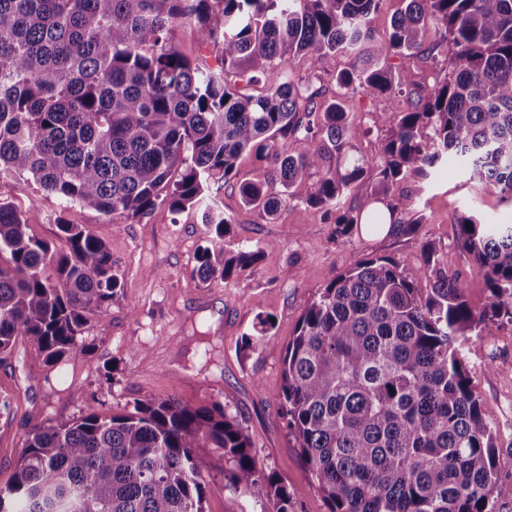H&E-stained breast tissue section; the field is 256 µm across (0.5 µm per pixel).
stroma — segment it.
Here are the masks:
<instances>
[{
	"instance_id": "obj_1",
	"label": "stroma",
	"mask_w": 512,
	"mask_h": 512,
	"mask_svg": "<svg viewBox=\"0 0 512 512\" xmlns=\"http://www.w3.org/2000/svg\"><path fill=\"white\" fill-rule=\"evenodd\" d=\"M347 55L296 56L292 77L320 75L325 98L338 94L335 76L348 68ZM339 95V94H338ZM342 97V96H341ZM350 123L359 130L350 159H368L383 131L377 112L410 110L408 94L342 97ZM320 171V170H319ZM318 170L297 188L299 198L268 217L244 207L238 185L260 178L253 156H243L233 182L214 178L213 190L233 222L221 241L224 251L261 250V259L228 279L201 281L197 255L210 233L195 212L172 213L161 205L139 218L106 216L38 192L33 181L0 179V201L19 211L38 208L30 235L57 241L56 217L88 226L109 248L119 272L121 293L107 311L88 315L77 342L81 355L48 364L38 346L18 339L0 355V486L12 479L25 437L34 424L79 418L87 406L105 415L131 410L135 400L175 397L193 407L220 403L242 423L258 457L287 485L298 512H329L317 481L280 415L284 349L320 288L358 261L386 256L400 266L420 264L424 244L438 251L448 274L462 275L474 308H483L489 291L483 270L459 245L457 221L476 208L488 224L512 223V207L493 186L468 180L449 164L428 179L410 178L402 189L416 193L423 220L409 236L372 234L358 229L338 238L321 210L303 202ZM272 322L268 336L253 344L258 315ZM467 365L486 419L496 431L497 462L507 479L497 491L499 512H512V323L503 322L489 340L470 339ZM206 512H272L268 503L249 502L228 487L230 464L222 450L198 451Z\"/></svg>"
}]
</instances>
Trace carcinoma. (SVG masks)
Masks as SVG:
<instances>
[{
    "instance_id": "1",
    "label": "carcinoma",
    "mask_w": 512,
    "mask_h": 512,
    "mask_svg": "<svg viewBox=\"0 0 512 512\" xmlns=\"http://www.w3.org/2000/svg\"><path fill=\"white\" fill-rule=\"evenodd\" d=\"M383 0H0V179L31 178L40 191L106 216L137 217L161 204L196 209L213 237L228 232L210 179L236 176L241 155L266 165L245 181L244 205L274 217L304 175L346 154L358 130L338 100L317 105L319 78L293 80L291 60L339 52L349 94L396 96L415 107L391 124L372 158L328 170L305 202L325 209L336 235L365 224L410 235L416 197L397 190L452 161L512 205V0H404L382 38L371 15ZM192 26L216 66L191 61L172 31ZM436 39L422 47V35ZM421 56L444 76L422 86L393 57ZM263 84L260 95L245 88ZM376 198L347 202L368 172ZM282 187L274 192L272 185ZM33 207L0 202V354L31 339L57 363L84 352L85 316L119 296L112 253L82 224L57 219L67 250L28 234ZM460 245L484 270L488 303L440 267L365 258L320 289L283 357L280 413L329 512H499L495 429L467 369L470 332L512 322V224L459 217ZM262 251L198 253L204 281L229 278ZM53 274H46L47 270ZM427 280L422 290L418 282ZM196 448H219L234 491L273 512H296L287 487L252 451L241 425L215 403L137 400L112 416L92 406L76 420L36 424L0 512H205Z\"/></svg>"
}]
</instances>
